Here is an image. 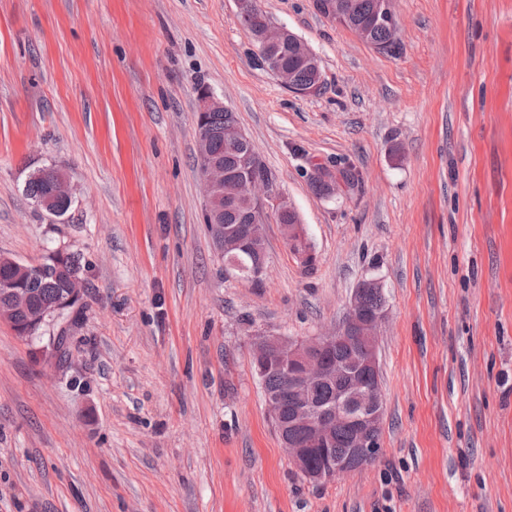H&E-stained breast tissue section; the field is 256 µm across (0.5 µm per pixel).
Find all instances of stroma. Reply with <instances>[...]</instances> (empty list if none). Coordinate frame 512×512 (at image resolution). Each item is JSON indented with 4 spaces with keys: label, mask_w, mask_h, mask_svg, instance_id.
<instances>
[{
    "label": "stroma",
    "mask_w": 512,
    "mask_h": 512,
    "mask_svg": "<svg viewBox=\"0 0 512 512\" xmlns=\"http://www.w3.org/2000/svg\"><path fill=\"white\" fill-rule=\"evenodd\" d=\"M325 85L285 89L235 0H0V259L80 254L57 368L0 322V512H512V0H395L396 52L316 0H260ZM236 113L298 211L267 216L261 286L204 221L198 93ZM354 184L316 193L315 166ZM55 167L73 205L26 193ZM386 296L371 463L315 485L288 461L254 335L334 333ZM59 175L60 171L54 167L39 169L29 178L26 184V192L39 206L43 202H47L49 209H52L55 215L60 216L69 210L71 200L61 199L53 195V185ZM44 210L47 211L46 209Z\"/></svg>",
    "instance_id": "35a3bbf8"
}]
</instances>
